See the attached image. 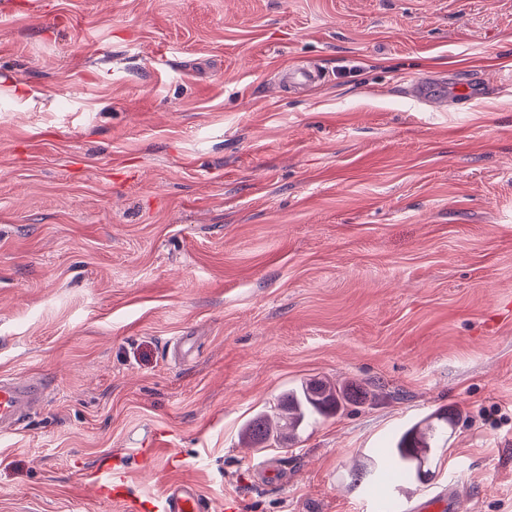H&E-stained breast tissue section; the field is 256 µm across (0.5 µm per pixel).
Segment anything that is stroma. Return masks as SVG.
Here are the masks:
<instances>
[{
    "mask_svg": "<svg viewBox=\"0 0 512 512\" xmlns=\"http://www.w3.org/2000/svg\"><path fill=\"white\" fill-rule=\"evenodd\" d=\"M510 69L512 0H0V374L44 387L0 512H122L107 454L133 498L370 512L349 470L440 407L413 493L512 512ZM310 379L370 398L240 446ZM284 79L288 86H307L321 81L322 73L314 64L299 65L286 70ZM434 81H436V79L433 77L422 78L415 81L410 86V96L412 99L418 105L431 110L444 101V98L430 93L432 88L435 86ZM128 473L125 469L116 468L111 458L102 459L92 478V491L114 504L124 503L127 499ZM201 495L190 482L170 484L158 496L139 501L131 507L137 512H200Z\"/></svg>",
    "mask_w": 512,
    "mask_h": 512,
    "instance_id": "stroma-1",
    "label": "stroma"
}]
</instances>
